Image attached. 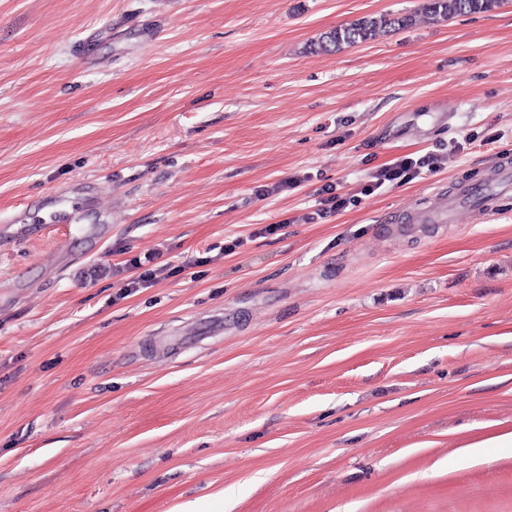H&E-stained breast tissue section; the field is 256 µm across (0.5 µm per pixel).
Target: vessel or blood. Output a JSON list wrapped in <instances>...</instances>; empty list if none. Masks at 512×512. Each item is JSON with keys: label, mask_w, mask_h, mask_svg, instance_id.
Segmentation results:
<instances>
[{"label": "vessel or blood", "mask_w": 512, "mask_h": 512, "mask_svg": "<svg viewBox=\"0 0 512 512\" xmlns=\"http://www.w3.org/2000/svg\"><path fill=\"white\" fill-rule=\"evenodd\" d=\"M510 195L512 167L504 164L496 168L490 184H458L453 192L440 197L438 205L409 211L404 221L408 224H451L464 206L481 217L496 210L501 201Z\"/></svg>", "instance_id": "obj_1"}]
</instances>
